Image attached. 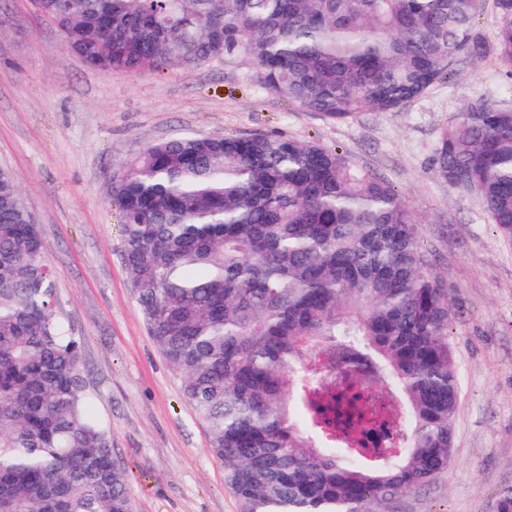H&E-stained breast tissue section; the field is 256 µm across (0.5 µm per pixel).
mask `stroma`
I'll return each instance as SVG.
<instances>
[{
  "instance_id": "obj_1",
  "label": "stroma",
  "mask_w": 512,
  "mask_h": 512,
  "mask_svg": "<svg viewBox=\"0 0 512 512\" xmlns=\"http://www.w3.org/2000/svg\"><path fill=\"white\" fill-rule=\"evenodd\" d=\"M493 0H479L483 55L394 112L330 122L266 93L242 59L116 75L67 51L30 0H0V168L15 177L56 269V312L81 343L93 410L131 478L134 512H240L206 426L182 395L136 301L111 183L145 144L180 134H281L347 152L420 221L431 270L454 304L460 396L452 463L391 512H496L512 488V244L479 199L432 166L442 129L476 97L512 104L495 53Z\"/></svg>"
}]
</instances>
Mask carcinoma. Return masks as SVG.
I'll return each instance as SVG.
<instances>
[{"label": "carcinoma", "instance_id": "cac0c4a2", "mask_svg": "<svg viewBox=\"0 0 512 512\" xmlns=\"http://www.w3.org/2000/svg\"><path fill=\"white\" fill-rule=\"evenodd\" d=\"M475 2L42 0L39 16L101 71L241 57L267 93L343 122L407 106L479 55ZM495 2L512 80V0ZM432 164L512 242V105L466 102ZM111 193L148 332L240 512H387L448 471L453 304L386 180L314 142L183 135L146 144ZM55 280L15 178L0 171V512H133L80 342L57 318ZM370 386L408 424L399 445L366 458L315 411L361 417Z\"/></svg>", "mask_w": 512, "mask_h": 512}]
</instances>
